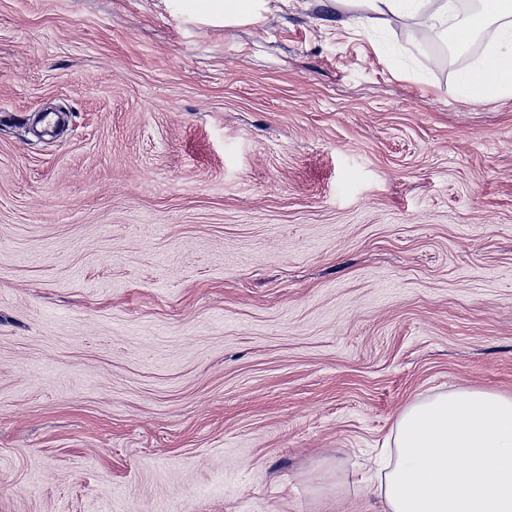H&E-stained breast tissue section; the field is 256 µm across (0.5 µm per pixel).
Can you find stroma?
<instances>
[{
	"label": "stroma",
	"instance_id": "1",
	"mask_svg": "<svg viewBox=\"0 0 512 512\" xmlns=\"http://www.w3.org/2000/svg\"><path fill=\"white\" fill-rule=\"evenodd\" d=\"M429 56L0 0V512H375L405 406L512 394V97Z\"/></svg>",
	"mask_w": 512,
	"mask_h": 512
}]
</instances>
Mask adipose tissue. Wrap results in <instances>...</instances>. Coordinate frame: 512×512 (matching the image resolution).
<instances>
[{
  "instance_id": "1",
  "label": "adipose tissue",
  "mask_w": 512,
  "mask_h": 512,
  "mask_svg": "<svg viewBox=\"0 0 512 512\" xmlns=\"http://www.w3.org/2000/svg\"><path fill=\"white\" fill-rule=\"evenodd\" d=\"M278 0H164L183 20L212 26L256 21ZM370 25L383 17L415 20L422 35L444 31L456 49L494 30L482 55L457 77L473 103L512 97V0H477L461 13L455 0H335ZM377 493L382 512H512V394L489 389L438 393L399 414L384 449Z\"/></svg>"
}]
</instances>
